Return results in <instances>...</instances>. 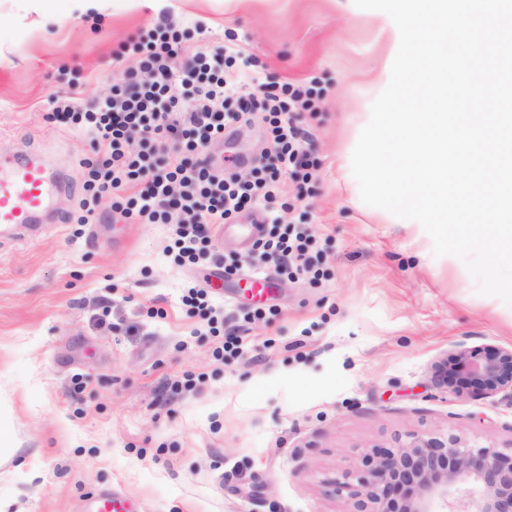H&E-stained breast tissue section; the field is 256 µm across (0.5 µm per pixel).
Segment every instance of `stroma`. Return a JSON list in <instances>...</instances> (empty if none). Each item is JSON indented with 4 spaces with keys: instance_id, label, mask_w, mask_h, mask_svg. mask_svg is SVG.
<instances>
[{
    "instance_id": "35a3bbf8",
    "label": "stroma",
    "mask_w": 512,
    "mask_h": 512,
    "mask_svg": "<svg viewBox=\"0 0 512 512\" xmlns=\"http://www.w3.org/2000/svg\"><path fill=\"white\" fill-rule=\"evenodd\" d=\"M384 12L353 0H108L102 16L43 20L32 0H0V152L32 145L68 170L57 222L0 240V512H88L118 495L134 512H351L333 481L373 447L429 432L512 446V402L452 393L437 364L459 350L512 347V306L478 293L460 259L437 257L416 224L365 204L350 158L386 88ZM194 41L234 42L263 83L318 82L300 115L316 164L309 193L280 189L283 222L317 241L319 279L251 262L237 226L219 261L181 265L171 224L128 223L99 203L78 223L93 155L46 119L68 82L111 94L132 58L120 45L158 21ZM262 115L208 147L247 174L268 160ZM269 276L264 297L248 291ZM204 289L207 308L183 302ZM260 318L244 321L247 312ZM238 328L216 358L208 318ZM192 379L191 388L171 390Z\"/></svg>"
}]
</instances>
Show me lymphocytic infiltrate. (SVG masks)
Returning <instances> with one entry per match:
<instances>
[{"mask_svg": "<svg viewBox=\"0 0 512 512\" xmlns=\"http://www.w3.org/2000/svg\"><path fill=\"white\" fill-rule=\"evenodd\" d=\"M128 54L136 64L108 98L84 101L73 82L52 98L48 120L88 138L94 152L78 223H96L99 201L111 199L138 223L175 225L177 261L195 264L211 257L217 227L243 208L288 210L282 175H292L297 197H304L314 163L298 120L320 89L261 83L237 68L234 46L211 50L166 23L130 38L116 57ZM257 109L270 127L271 163L245 176L212 167L202 149L223 142L226 127ZM315 245L305 225L277 222L258 241L257 260L290 277L311 274Z\"/></svg>", "mask_w": 512, "mask_h": 512, "instance_id": "lymphocytic-infiltrate-1", "label": "lymphocytic infiltrate"}]
</instances>
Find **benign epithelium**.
Instances as JSON below:
<instances>
[{
  "mask_svg": "<svg viewBox=\"0 0 512 512\" xmlns=\"http://www.w3.org/2000/svg\"><path fill=\"white\" fill-rule=\"evenodd\" d=\"M438 373L459 396L512 398V348L463 349ZM355 512H512V453L453 433L412 434L333 482Z\"/></svg>",
  "mask_w": 512,
  "mask_h": 512,
  "instance_id": "1",
  "label": "benign epithelium"
}]
</instances>
